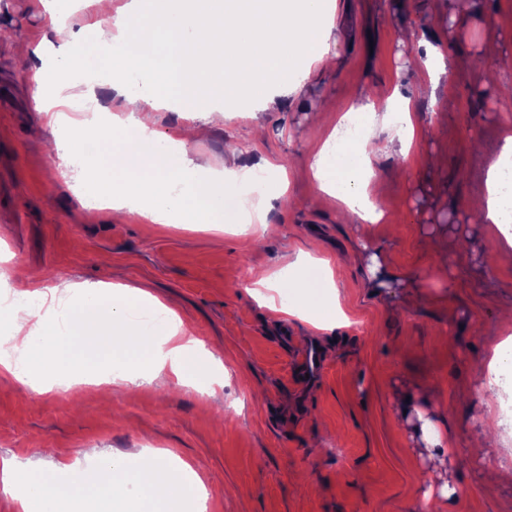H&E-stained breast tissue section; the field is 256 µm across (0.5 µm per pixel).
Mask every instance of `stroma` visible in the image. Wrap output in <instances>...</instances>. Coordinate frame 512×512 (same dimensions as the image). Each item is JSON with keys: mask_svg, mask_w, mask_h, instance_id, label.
I'll list each match as a JSON object with an SVG mask.
<instances>
[{"mask_svg": "<svg viewBox=\"0 0 512 512\" xmlns=\"http://www.w3.org/2000/svg\"><path fill=\"white\" fill-rule=\"evenodd\" d=\"M336 4L335 68L311 73L266 113L262 140L245 113L228 112L189 148L195 164L219 170L233 141L238 166L285 173L286 193L267 207L279 231L256 245L248 232L175 229L81 205L32 78L33 63L63 51L33 0H0V262L49 286L74 277L174 301L224 375L214 392L165 377L112 387L104 403L93 386L39 390L30 380L41 368L29 359L27 381L0 375V458L82 469L87 448L139 460L161 450L198 474L206 512H431L442 477L398 403L424 389L431 409L464 408L455 433L465 452L478 409L495 401L474 392L475 367L499 334V309L512 305V266L498 262L486 225L468 221L467 203L483 193L478 171L512 125V72L490 77L494 62L481 54L491 33L512 55V0ZM439 30L447 68L432 101L417 91L414 64ZM380 87L409 98L428 134L409 152L372 159L386 221L348 224L319 190L312 156L341 111L356 112ZM302 251L335 270L344 325L318 332L249 294L255 271ZM354 252L386 255L399 279L382 278L381 296L369 295L366 267L346 263ZM310 341L324 370L305 381L298 361ZM457 512H512V486L471 469Z\"/></svg>", "mask_w": 512, "mask_h": 512, "instance_id": "obj_1", "label": "stroma"}]
</instances>
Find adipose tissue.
<instances>
[{"label":"adipose tissue","instance_id":"obj_1","mask_svg":"<svg viewBox=\"0 0 512 512\" xmlns=\"http://www.w3.org/2000/svg\"><path fill=\"white\" fill-rule=\"evenodd\" d=\"M85 2L89 21L79 38L50 0H36L68 52L64 61L34 70L36 82L65 104L74 71L98 68L105 58L112 61L110 87L120 116L101 129L97 141L79 140L72 146L80 159V201L102 200L113 211L135 212L149 223L175 227L189 216L216 227L248 219L254 221L257 236L270 234L264 201L281 195L279 177L264 183L247 214L225 212L227 200L242 198L248 172L230 170L214 180L202 179L189 156L197 127L180 126L162 141L150 115L166 108L190 118H209L236 102L247 106L252 120H259L262 111L295 91L311 71L335 64L336 0H206L202 12L189 0ZM202 14L209 18L204 29L197 23ZM132 72L152 79L151 94L131 88L127 76ZM399 106L394 118L379 115L372 100L361 110L370 124L397 122L395 136L405 149L424 139L425 128L409 99H400ZM312 167L320 190L336 196L357 219H385V212L369 200L373 170L368 151H353L339 162L323 146ZM500 182V166L491 165L485 172L486 194L476 207L481 223L503 230L498 254L512 262V233L505 230ZM289 282L298 290L293 300L284 290ZM61 288L81 298L68 330L36 312L23 316L13 307L0 312L14 324L13 335L0 338V372L16 375L17 354L38 358L65 387L71 383L74 364L85 367V381L93 384L100 380V359L111 356L121 367L100 380L107 385H150L166 374L182 381L212 371V359L203 357L198 338L168 302L120 284L109 288L66 281ZM336 292L327 261L311 257L256 273L250 294L259 304L289 316L302 318L317 309L315 328L329 329L336 324ZM427 404V396L411 394L400 401L399 414L405 420L417 419L431 459L444 467L459 454L454 431L459 409L448 406L430 413ZM495 424L491 411H483L469 460L490 477L512 484V461L488 463L489 434ZM89 456L94 473L89 482L67 464L34 478L14 459L0 460V491L13 497L17 512H76L85 499L95 500L100 512H206V490L182 460L136 464L95 449Z\"/></svg>","mask_w":512,"mask_h":512}]
</instances>
